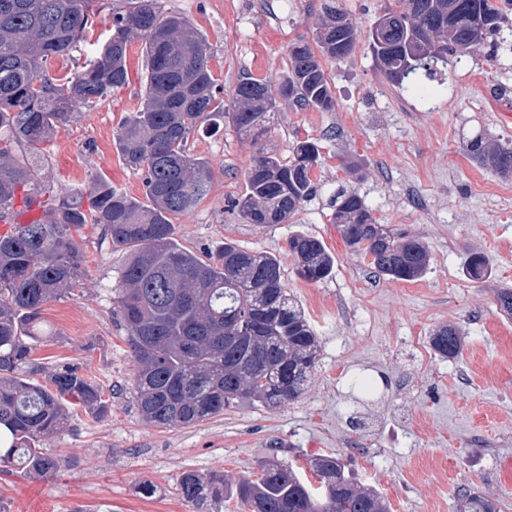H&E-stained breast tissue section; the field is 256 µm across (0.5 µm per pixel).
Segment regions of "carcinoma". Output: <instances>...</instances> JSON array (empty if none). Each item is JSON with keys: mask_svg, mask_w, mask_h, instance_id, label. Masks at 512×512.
I'll return each mask as SVG.
<instances>
[{"mask_svg": "<svg viewBox=\"0 0 512 512\" xmlns=\"http://www.w3.org/2000/svg\"><path fill=\"white\" fill-rule=\"evenodd\" d=\"M94 0H0V222L16 199H40L42 217L0 233V469L20 468L43 477L66 466L43 451L45 438L63 430L72 410L99 418L110 412L104 391L69 364L47 367L32 357L41 337L46 304L73 295L84 279L75 232L100 224L112 246L125 251L115 288L129 333L135 372L133 390L141 417L169 428L201 422L227 407L260 403L276 408L298 399L319 361L320 342L299 303L286 289L273 254L231 241L201 258L174 237L170 217L193 209L207 194L211 170L188 152L192 132L220 120L242 136L265 128L279 99L302 109L336 107L321 58H345L358 27L338 0H323L317 49L302 39L288 46V74L273 86L241 77L228 98L208 67L210 44L182 16L165 12L159 0H122L109 17L111 34L77 70L61 72L58 59L80 48L93 23ZM403 5L404 25L369 45L376 64L395 84L418 90L422 73L448 55L462 57L491 37L512 30V0H391ZM437 31V43L418 57L408 49L420 21ZM142 40L147 60L141 104L116 132L123 164L142 174L140 201L98 176L87 184L54 190L41 174L39 146L59 128L75 124L78 107L106 99L129 80L130 44ZM469 160L504 177L512 175V145L478 131L465 145ZM319 146L299 141L285 162L262 149L245 171L246 191L230 209L246 224H291L315 196L312 168ZM332 222L352 252L382 276L414 281L427 269L426 244L397 235L372 215L365 199L344 188L333 194ZM296 272L321 282L335 257L318 238L298 232L288 238ZM472 282L490 275L488 261L472 253ZM500 311L512 316V287L498 288ZM442 358L457 359L461 330L438 327L429 337ZM319 486L291 465L270 460L256 479L224 482L218 473L186 471L181 498L221 505L235 497L251 512H390L377 490L358 484L332 455L309 461ZM459 512H499L480 495H463Z\"/></svg>", "mask_w": 512, "mask_h": 512, "instance_id": "1", "label": "carcinoma"}]
</instances>
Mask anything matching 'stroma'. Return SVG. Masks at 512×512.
<instances>
[{
	"label": "stroma",
	"mask_w": 512,
	"mask_h": 512,
	"mask_svg": "<svg viewBox=\"0 0 512 512\" xmlns=\"http://www.w3.org/2000/svg\"><path fill=\"white\" fill-rule=\"evenodd\" d=\"M361 36L347 58L323 66L336 95L332 112L281 104L259 137L224 128L191 134L190 153L208 161V194L172 216L175 236L199 256L224 242L275 254L283 279L319 338L320 360L303 395L271 409L241 404L190 426L158 428L140 416L134 361L113 290L124 253L101 225L78 236L84 288L49 303V336L34 355L68 363L109 398L106 417L78 411L45 441L68 467L43 479L0 474L8 512H196L179 496L186 471L222 474L233 484L256 477L276 459L297 466L318 455L339 457L362 485L381 492L391 512H457L468 489L512 512V318L496 306L495 288L512 285V178L476 167L465 140L485 130L512 141V46H488L438 63L426 92L416 95L375 67L366 34L387 0H343ZM322 0H160L185 17L210 44L208 66L225 90L240 76L272 82L288 70L287 47L314 40ZM129 83L83 108L78 123L42 145V173L55 188L104 174L143 198L139 174L121 161L114 135L140 103L146 62L140 42L128 53ZM314 141L321 160L312 171L316 196L290 224H246L227 208L245 191L244 173L259 148L292 156ZM357 191L378 223L419 236L430 264L419 279L391 280L344 244L332 222L338 187ZM321 239L335 257L321 282L300 279L288 255L289 235ZM473 252L492 276L465 275ZM461 327L460 358L443 359L429 344L437 327ZM157 488L137 492L141 481Z\"/></svg>",
	"instance_id": "obj_1"
}]
</instances>
